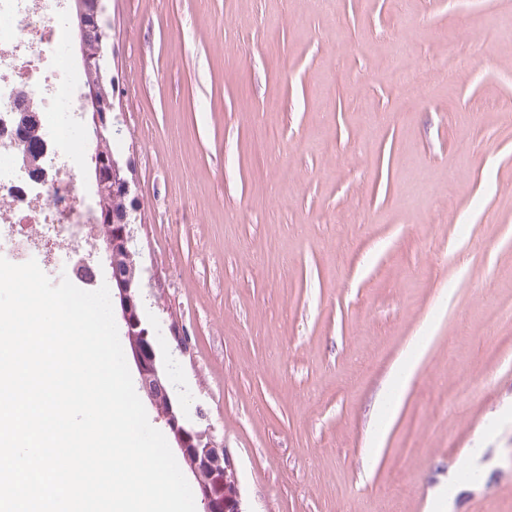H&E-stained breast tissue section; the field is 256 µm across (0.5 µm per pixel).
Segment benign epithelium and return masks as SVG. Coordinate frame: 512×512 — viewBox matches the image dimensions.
Here are the masks:
<instances>
[{
    "instance_id": "1",
    "label": "benign epithelium",
    "mask_w": 512,
    "mask_h": 512,
    "mask_svg": "<svg viewBox=\"0 0 512 512\" xmlns=\"http://www.w3.org/2000/svg\"><path fill=\"white\" fill-rule=\"evenodd\" d=\"M101 12L102 0L77 2L75 23L79 61L94 77L90 89L83 93L85 110L92 114V122L87 125L92 145L89 176L97 195L109 198L117 193L135 201L137 196L133 190L134 182L127 175L128 165L116 158L112 150H102V146L110 144L112 135L121 132V119L114 112L112 82L106 78L104 34L98 21ZM96 223L102 228L100 237L112 270V283L118 290L129 357L140 388L155 407L159 406V399H164L166 407L161 411V417L173 435L176 448L189 458V468L205 512L213 510L218 495L223 512H244L239 480L229 463L226 449L216 441L210 429L198 427L169 391L166 359L156 349L150 323L144 315L145 277L133 261L137 254L138 208L116 214L106 207L97 216Z\"/></svg>"
}]
</instances>
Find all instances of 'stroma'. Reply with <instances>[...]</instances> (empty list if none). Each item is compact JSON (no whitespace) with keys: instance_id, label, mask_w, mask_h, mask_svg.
Masks as SVG:
<instances>
[{"instance_id":"1","label":"stroma","mask_w":512,"mask_h":512,"mask_svg":"<svg viewBox=\"0 0 512 512\" xmlns=\"http://www.w3.org/2000/svg\"><path fill=\"white\" fill-rule=\"evenodd\" d=\"M509 15L103 0L145 311L245 512H433L443 492L445 512H512V38L492 28ZM457 57L471 68L438 81ZM406 52V47L402 44L397 46L395 58L391 62V70L395 83L409 93V99L412 95L418 93L422 85L415 74V70L405 68L398 64L397 58Z\"/></svg>"}]
</instances>
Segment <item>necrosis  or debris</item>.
Listing matches in <instances>:
<instances>
[{
  "label": "necrosis or debris",
  "instance_id": "1",
  "mask_svg": "<svg viewBox=\"0 0 512 512\" xmlns=\"http://www.w3.org/2000/svg\"><path fill=\"white\" fill-rule=\"evenodd\" d=\"M69 0H0V223L16 263L36 260L53 275L60 259L79 266L97 213L79 193L77 170L41 165L22 170L21 153L81 154L72 119L81 112L82 76L66 51ZM31 108L40 130L35 139L16 131V112Z\"/></svg>",
  "mask_w": 512,
  "mask_h": 512
}]
</instances>
